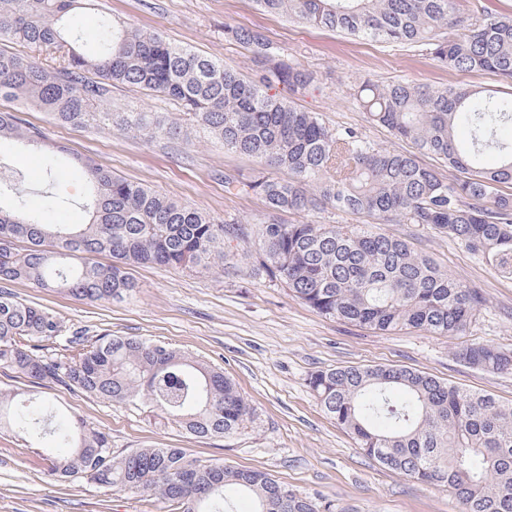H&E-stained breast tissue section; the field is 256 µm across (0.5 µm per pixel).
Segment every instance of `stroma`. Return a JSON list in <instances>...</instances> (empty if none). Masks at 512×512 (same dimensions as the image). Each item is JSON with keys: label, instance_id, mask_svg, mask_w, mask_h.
I'll list each match as a JSON object with an SVG mask.
<instances>
[{"label": "stroma", "instance_id": "1", "mask_svg": "<svg viewBox=\"0 0 512 512\" xmlns=\"http://www.w3.org/2000/svg\"><path fill=\"white\" fill-rule=\"evenodd\" d=\"M124 21L168 40L224 59L241 72L249 52L225 37V25L261 32L279 55L316 73L314 87L296 97L332 127L362 131L378 146L405 151L409 142L369 122L356 106L353 86L365 78L388 84L411 81L432 87L470 84L494 92L499 77L462 73L437 65L423 47L355 39L260 11L253 0H93L80 14L83 31L103 17ZM118 112H177L166 98L127 87L112 90ZM0 111L18 113L39 128L47 146L65 147L109 167L114 175L146 184L215 218L257 227L264 203L224 186V176L253 168V159L224 150L191 122L181 136L144 140L119 129L75 128L36 110L0 100ZM11 168L23 172L28 209L49 224H81L86 185L68 171L45 175L46 149L0 143ZM381 232L406 239L431 255L449 275L482 292L488 304L462 333L437 336L413 328L377 333L324 317L269 278L257 260V236L224 243V259L210 269L130 268L138 288L122 300L89 302L26 281L9 283L19 299L55 313L66 332L139 336L172 344L194 359L223 369L250 407L236 433L200 439L150 416L143 406L117 405L55 384L0 369V390L31 393L54 404L58 418L78 416L109 433L115 451L160 446L184 448L197 460L261 470L301 495L333 501L336 512H460L447 490L427 486L365 456L352 435L323 411L308 386L319 369L405 366L459 387L512 401V373H490L463 362L471 344L512 351V280L497 276L460 240L430 227L394 221ZM57 450L52 438L28 448L15 432L0 431V512H172L164 500L101 488L78 478L50 481Z\"/></svg>", "mask_w": 512, "mask_h": 512}]
</instances>
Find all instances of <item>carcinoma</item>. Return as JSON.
<instances>
[{"label": "carcinoma", "mask_w": 512, "mask_h": 512, "mask_svg": "<svg viewBox=\"0 0 512 512\" xmlns=\"http://www.w3.org/2000/svg\"><path fill=\"white\" fill-rule=\"evenodd\" d=\"M90 0H0V41L67 49L45 67L0 49V97L50 114L63 125L117 126L153 140L181 134L161 112L112 111L123 84L178 104L181 115L258 167L224 176L230 191L260 197L269 214L335 210L361 224H281L258 239L261 265L316 312L382 332L411 327L452 336L488 300L432 258L376 225L403 220L465 243L501 278L512 280V15L456 28L455 0H254L262 11L346 35L425 48L463 73L489 72L508 84L498 95L473 85L431 88L366 80L354 98L371 122L413 152L377 146L361 131L331 128L273 92L302 94L314 72L274 55L256 31L224 25L251 52L255 78L216 57L173 44L156 31L103 20L83 35L78 10ZM464 130L467 137L458 132ZM44 146L41 131L0 112V141ZM456 172L450 180L419 156ZM497 162L485 164L487 155ZM85 224H47L23 203L24 175L0 178V283L28 281L79 300L123 299L135 292L132 264L206 269L224 258V238L250 237L142 183L80 158ZM285 172L288 178L272 176ZM59 318L0 289V369L48 381L113 404L139 402L197 438L235 433L249 408L224 372L164 342L105 333L63 335ZM465 362L512 373V351L474 344ZM323 410L354 435L369 457L450 491L461 512H512V404L467 392L406 368L346 366L312 372ZM50 433L67 452L50 475L156 495L178 512H234L247 493L252 512H334L329 500L302 496L269 474L201 464L183 448H133L117 454L110 436L71 417L51 424L47 406L0 392V430Z\"/></svg>", "instance_id": "cac0c4a2"}]
</instances>
